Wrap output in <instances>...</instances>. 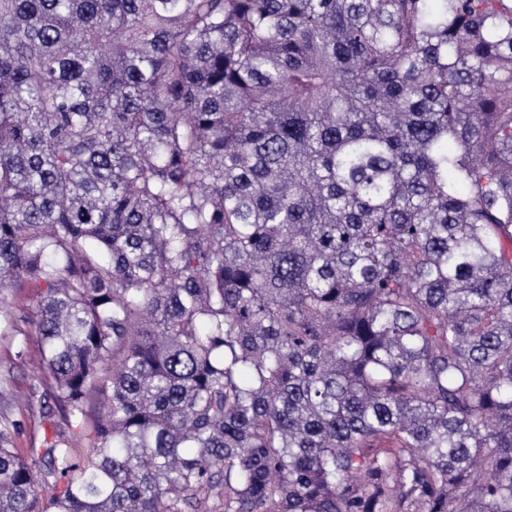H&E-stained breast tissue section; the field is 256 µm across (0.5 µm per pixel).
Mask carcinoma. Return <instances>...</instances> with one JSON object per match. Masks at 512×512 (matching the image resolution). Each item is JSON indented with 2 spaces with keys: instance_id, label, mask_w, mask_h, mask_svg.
Segmentation results:
<instances>
[{
  "instance_id": "carcinoma-1",
  "label": "carcinoma",
  "mask_w": 512,
  "mask_h": 512,
  "mask_svg": "<svg viewBox=\"0 0 512 512\" xmlns=\"http://www.w3.org/2000/svg\"><path fill=\"white\" fill-rule=\"evenodd\" d=\"M8 288L0 512H512V0H0ZM32 288H16L12 300L13 318L29 336L0 335V378H6L9 389L0 398V416H6L16 424L15 448L24 452L26 448L38 447L45 432L51 433L44 415L49 406H54L50 397L51 384L37 369L40 359L38 336L28 330L27 320L32 316L36 297ZM19 341H25L19 348ZM22 350V354L18 351ZM111 369H107L104 371L95 381L94 384L88 394L87 403H86V418L84 425V432L87 435L86 438H93V428L95 422L98 419L100 412V401L102 397L103 391L107 390L108 387L111 386ZM83 439L80 444L79 450L83 451L84 448L88 446L89 440Z\"/></svg>"
}]
</instances>
